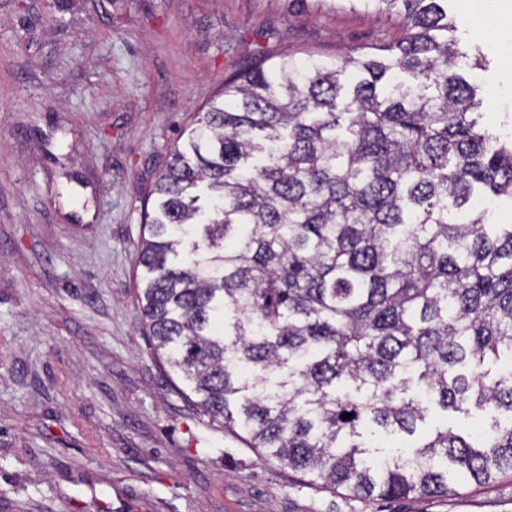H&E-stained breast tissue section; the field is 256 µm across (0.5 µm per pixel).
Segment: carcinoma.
Wrapping results in <instances>:
<instances>
[{
	"mask_svg": "<svg viewBox=\"0 0 512 512\" xmlns=\"http://www.w3.org/2000/svg\"><path fill=\"white\" fill-rule=\"evenodd\" d=\"M342 2L402 36L224 82L144 210L141 312L249 447L356 498L447 497L512 473V422L418 434L432 409L512 414V133L483 122L447 0ZM368 424L418 435L411 461L371 465Z\"/></svg>",
	"mask_w": 512,
	"mask_h": 512,
	"instance_id": "carcinoma-1",
	"label": "carcinoma"
}]
</instances>
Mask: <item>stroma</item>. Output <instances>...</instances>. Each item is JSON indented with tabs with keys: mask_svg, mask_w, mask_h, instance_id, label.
<instances>
[{
	"mask_svg": "<svg viewBox=\"0 0 512 512\" xmlns=\"http://www.w3.org/2000/svg\"><path fill=\"white\" fill-rule=\"evenodd\" d=\"M507 3L448 15L485 124L512 130ZM399 36L337 0H0V512H512V475L430 499L310 483L203 415L138 304L142 210L225 79Z\"/></svg>",
	"mask_w": 512,
	"mask_h": 512,
	"instance_id": "35a3bbf8",
	"label": "stroma"
}]
</instances>
